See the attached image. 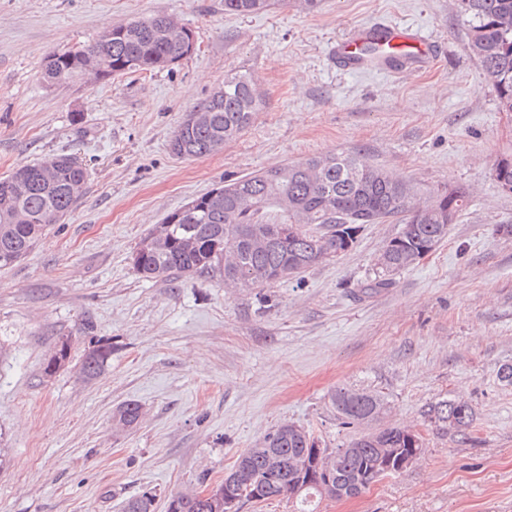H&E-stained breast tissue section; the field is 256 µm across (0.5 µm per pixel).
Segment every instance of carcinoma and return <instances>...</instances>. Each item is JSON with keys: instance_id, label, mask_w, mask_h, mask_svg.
<instances>
[{"instance_id": "obj_1", "label": "carcinoma", "mask_w": 512, "mask_h": 512, "mask_svg": "<svg viewBox=\"0 0 512 512\" xmlns=\"http://www.w3.org/2000/svg\"><path fill=\"white\" fill-rule=\"evenodd\" d=\"M271 0H224V11L249 14L267 9ZM469 19L466 32L471 54L479 61L496 92L502 112H512V0H459ZM114 38L102 37L89 46L54 52L46 57L44 81L70 84L85 79H112L150 74L181 61L186 28L166 15H154L112 26ZM382 36L371 33L358 61L371 67L396 62L379 46ZM263 99L246 74L224 78V93L209 95L186 113L170 143L171 153L191 159L221 151L253 123ZM88 177L77 158L60 155L47 162L23 165L0 179V267L23 258L48 227L65 216ZM16 183L15 191L9 185ZM448 189L421 199L413 183L393 178L356 154L314 156L297 163L261 170L220 186L208 200L199 196L184 209L167 215L131 254L133 270L143 278L167 280L174 274H217L224 285L253 290L288 280L318 262L337 257L355 242L364 224L399 220L401 232L384 246L386 263L376 267L366 285L380 291L393 285V276L418 263L448 237ZM294 231L284 234L285 227ZM69 345L60 341L49 358L51 374L68 359ZM112 348L96 345L84 355L81 377L89 382L105 370ZM337 419L345 426L372 422L387 410L384 396L374 391L336 387L331 397ZM139 404L127 402L113 420L123 429L136 427ZM424 420L446 432L468 430L474 408L456 398L428 404ZM317 441L302 426L284 422L257 446L237 459V477L226 478L219 491L234 494L241 486L257 492L258 502L280 496L302 500L323 497L319 484L297 487L300 467L313 459ZM346 451L321 460L331 467L341 486L365 490L385 478L376 471L383 453L422 455L426 446L410 428L386 426L362 434ZM177 512H224V496L207 501L191 493L175 496ZM123 512H154V499L144 494L125 501Z\"/></svg>"}]
</instances>
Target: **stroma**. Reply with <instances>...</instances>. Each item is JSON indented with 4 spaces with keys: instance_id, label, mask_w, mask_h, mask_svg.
<instances>
[{
    "instance_id": "35a3bbf8",
    "label": "stroma",
    "mask_w": 512,
    "mask_h": 512,
    "mask_svg": "<svg viewBox=\"0 0 512 512\" xmlns=\"http://www.w3.org/2000/svg\"><path fill=\"white\" fill-rule=\"evenodd\" d=\"M156 14L194 32V54L146 76L43 81L49 54ZM374 24L435 43V64L408 75L337 67L336 42ZM236 72L264 100L253 125L216 154L174 156L185 113ZM339 152L424 192L470 193L447 239L391 288L366 285L395 221L364 225L346 252L259 292L133 271L140 240L193 198ZM61 154L86 166L82 194L0 268V512H122L145 492L167 512L284 421L346 447L359 430L336 417L342 385L380 392V426H413L426 451L317 512H512V385L497 378L512 364V194L492 177L512 154V112L467 48L458 0H274L246 15L224 0H0V177ZM63 337L69 358L46 373ZM99 342L109 364L83 381ZM445 397L473 405L466 433L424 422ZM130 401L143 416L122 430L112 415ZM111 355L110 346L96 345L89 348L81 363V377L87 382L98 378L104 372Z\"/></svg>"
}]
</instances>
